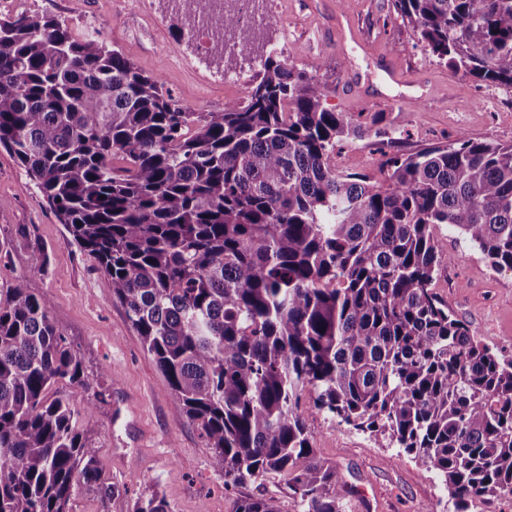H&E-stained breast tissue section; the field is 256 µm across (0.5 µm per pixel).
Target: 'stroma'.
Returning a JSON list of instances; mask_svg holds the SVG:
<instances>
[{
  "mask_svg": "<svg viewBox=\"0 0 512 512\" xmlns=\"http://www.w3.org/2000/svg\"><path fill=\"white\" fill-rule=\"evenodd\" d=\"M18 6L55 16L77 35L99 30L192 112L243 99L261 58L292 59L325 84L327 108L384 113L386 134L370 131L336 147L333 161L349 173L378 176L383 154L414 153L462 132L512 143V92L480 89L453 75L396 18L390 0H270V19L246 56L218 54L204 34L179 36L180 16L169 0H19ZM17 224L47 246L49 265L30 269L23 251L2 243L10 262L0 265V283L25 277L79 352L88 385L62 383L59 391L78 408L105 395L87 434L99 448L103 481L118 492L105 497L78 486L71 512H132L137 497L152 491L172 512H233L236 500L248 496L272 497L281 512H299L281 476L225 489L198 428L113 300L97 261L72 241L25 169L0 148V226ZM436 237L450 261L439 269L435 293L475 336L512 358V270H494L456 232L443 228ZM310 426L319 456L351 489L348 512H454L439 477L411 456L320 415Z\"/></svg>",
  "mask_w": 512,
  "mask_h": 512,
  "instance_id": "obj_1",
  "label": "stroma"
}]
</instances>
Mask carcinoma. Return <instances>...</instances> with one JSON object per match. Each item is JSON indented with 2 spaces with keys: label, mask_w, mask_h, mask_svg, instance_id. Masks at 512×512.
Listing matches in <instances>:
<instances>
[{
  "label": "carcinoma",
  "mask_w": 512,
  "mask_h": 512,
  "mask_svg": "<svg viewBox=\"0 0 512 512\" xmlns=\"http://www.w3.org/2000/svg\"><path fill=\"white\" fill-rule=\"evenodd\" d=\"M181 2L187 21L209 13ZM391 2L438 62L512 90V0ZM248 31L232 9L208 33L246 55ZM324 97L269 55L244 100L190 112L98 32L0 17V147L109 277L224 486L285 476L302 512H345L308 426L323 414L427 465L454 512L512 495V359L433 291L442 227L512 270V143L461 134L385 153L378 182L333 151L383 113ZM14 236L46 269L30 228ZM86 381L47 302L20 276L1 287L0 512H70L79 483L118 492L79 430L93 408L55 389ZM134 512L170 510L153 491ZM234 512L280 509L251 496Z\"/></svg>",
  "instance_id": "1"
}]
</instances>
